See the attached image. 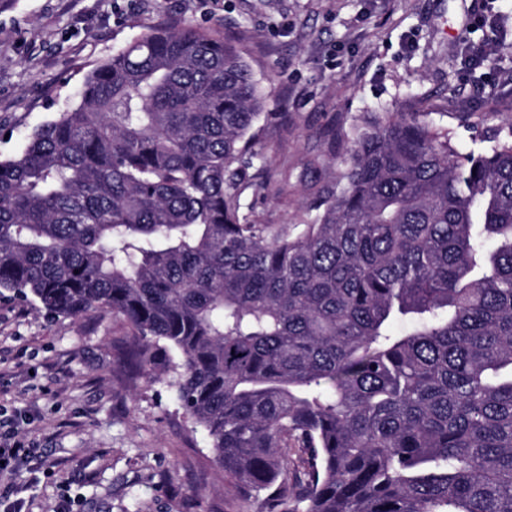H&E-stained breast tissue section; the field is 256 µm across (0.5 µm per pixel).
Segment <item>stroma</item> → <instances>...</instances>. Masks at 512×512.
I'll list each match as a JSON object with an SVG mask.
<instances>
[{"label":"stroma","mask_w":512,"mask_h":512,"mask_svg":"<svg viewBox=\"0 0 512 512\" xmlns=\"http://www.w3.org/2000/svg\"><path fill=\"white\" fill-rule=\"evenodd\" d=\"M491 4L497 29L473 28ZM217 32L247 59L268 111L249 219L290 224L319 205L342 165L337 136L359 113L432 112L461 138L512 130V0H0V157L62 111L88 71L156 25ZM491 64L463 56L492 40ZM127 321L102 312L50 317L0 298V406L32 416L47 458L31 512H262L215 463L206 432L183 415L161 369L129 355Z\"/></svg>","instance_id":"obj_1"}]
</instances>
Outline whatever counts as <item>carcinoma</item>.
<instances>
[{"label": "carcinoma", "instance_id": "cac0c4a2", "mask_svg": "<svg viewBox=\"0 0 512 512\" xmlns=\"http://www.w3.org/2000/svg\"><path fill=\"white\" fill-rule=\"evenodd\" d=\"M266 95L150 27L0 159V296L124 318L278 512H512V131L362 112L323 210L252 224Z\"/></svg>", "mask_w": 512, "mask_h": 512}]
</instances>
